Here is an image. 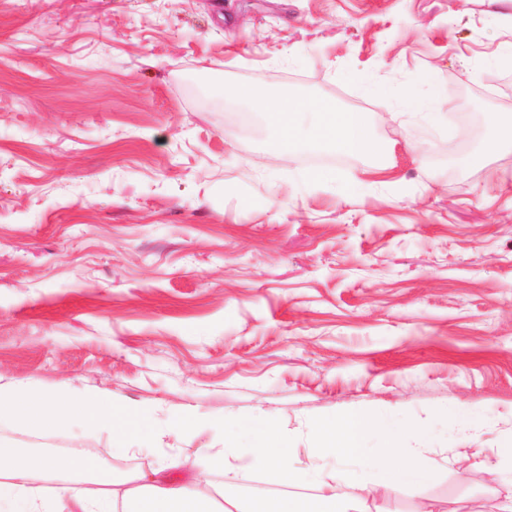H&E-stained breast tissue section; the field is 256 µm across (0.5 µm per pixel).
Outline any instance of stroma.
Wrapping results in <instances>:
<instances>
[{
    "instance_id": "obj_1",
    "label": "stroma",
    "mask_w": 512,
    "mask_h": 512,
    "mask_svg": "<svg viewBox=\"0 0 512 512\" xmlns=\"http://www.w3.org/2000/svg\"><path fill=\"white\" fill-rule=\"evenodd\" d=\"M512 0H0V385L106 391L201 420L125 455L196 482L208 417L263 416L306 447L337 408L426 425L415 494L504 500L512 473ZM365 113L388 182L302 189L260 128L200 79ZM462 115L467 137L392 117V96ZM477 411L465 419L460 404ZM75 419L21 437L90 448ZM479 466L433 468L441 449Z\"/></svg>"
}]
</instances>
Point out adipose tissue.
I'll list each match as a JSON object with an SVG mask.
<instances>
[{
  "label": "adipose tissue",
  "instance_id": "obj_1",
  "mask_svg": "<svg viewBox=\"0 0 512 512\" xmlns=\"http://www.w3.org/2000/svg\"><path fill=\"white\" fill-rule=\"evenodd\" d=\"M200 91L245 109L265 131L268 147L295 158L289 177L297 186L327 184L345 198L371 188L370 179L353 170L307 162L312 155H379L362 113L346 111L333 99L306 101L289 92L269 101L224 85L205 84ZM151 414V407L125 404L107 392L61 398L21 384L0 389V424L36 430L48 421L62 424L84 416L111 426L116 454L129 451ZM400 420L393 407L328 412L313 421L308 446L300 450L262 418L236 424L211 418L224 447L200 449L206 468L235 470L244 480L259 470L284 488L275 497L255 495L245 502L227 493L209 496L158 473L117 478L83 453L62 459L0 443V512H370V502L404 492L416 477L412 466L396 464L399 443L410 439L399 431ZM326 457L336 459V468L321 466ZM60 471L77 480L67 494L37 486L38 476Z\"/></svg>",
  "mask_w": 512,
  "mask_h": 512
}]
</instances>
